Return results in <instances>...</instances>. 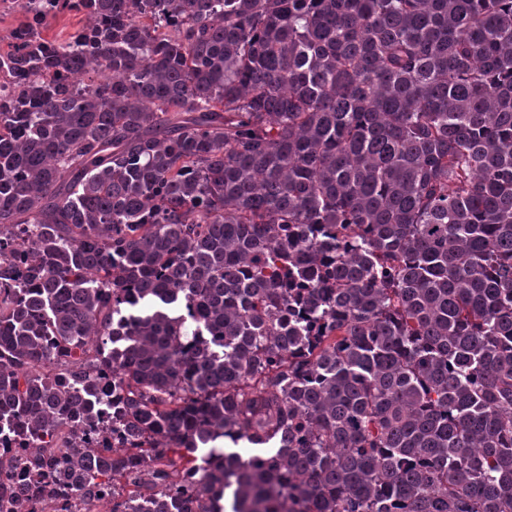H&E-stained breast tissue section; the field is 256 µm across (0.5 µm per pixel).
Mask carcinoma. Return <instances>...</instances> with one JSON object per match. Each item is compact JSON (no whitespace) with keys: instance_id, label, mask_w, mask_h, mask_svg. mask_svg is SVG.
<instances>
[{"instance_id":"carcinoma-1","label":"carcinoma","mask_w":512,"mask_h":512,"mask_svg":"<svg viewBox=\"0 0 512 512\" xmlns=\"http://www.w3.org/2000/svg\"><path fill=\"white\" fill-rule=\"evenodd\" d=\"M81 13L6 51L0 501L512 512V0ZM86 23L84 16L80 14L60 15L55 19H50L44 31V36L53 39H65L75 29L82 27Z\"/></svg>"}]
</instances>
